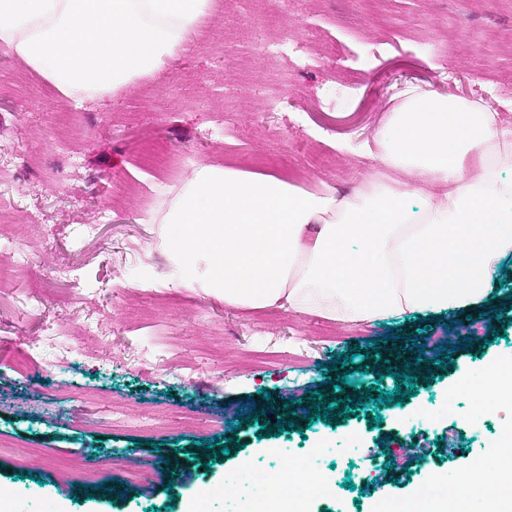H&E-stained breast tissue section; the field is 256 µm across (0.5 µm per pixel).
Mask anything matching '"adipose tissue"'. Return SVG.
Here are the masks:
<instances>
[{
    "label": "adipose tissue",
    "instance_id": "adipose-tissue-1",
    "mask_svg": "<svg viewBox=\"0 0 512 512\" xmlns=\"http://www.w3.org/2000/svg\"><path fill=\"white\" fill-rule=\"evenodd\" d=\"M212 0H0V41L70 98L114 93L187 43ZM375 157L393 179L353 197L309 194L272 174L206 166L184 180L161 219L178 284L235 308L278 306L343 324L405 312H457L485 302L512 256V128L467 100L412 86L389 113ZM512 402V361L490 363L467 417ZM495 467L466 485L429 475L406 503L445 485L446 512L471 497L512 512V432Z\"/></svg>",
    "mask_w": 512,
    "mask_h": 512
}]
</instances>
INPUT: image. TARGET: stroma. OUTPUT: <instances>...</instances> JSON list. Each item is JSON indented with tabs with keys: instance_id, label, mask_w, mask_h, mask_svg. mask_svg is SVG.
Listing matches in <instances>:
<instances>
[{
	"instance_id": "35a3bbf8",
	"label": "stroma",
	"mask_w": 512,
	"mask_h": 512,
	"mask_svg": "<svg viewBox=\"0 0 512 512\" xmlns=\"http://www.w3.org/2000/svg\"><path fill=\"white\" fill-rule=\"evenodd\" d=\"M223 3L159 70L104 95L64 97L0 41V264L15 272L0 287V482L15 488L5 512H238L223 487L240 479L242 458L274 473L300 459L337 484L329 499L308 498L307 512H376L383 496L399 510L430 474L502 453L512 406L464 421L472 400L461 381L512 358V257L483 304L430 323L406 314L341 326L279 307L232 309L176 286L157 219L185 175L208 165L354 196L382 175L365 147L410 86L482 102L512 126L501 107L512 100V0ZM314 30L335 59L297 71L263 48ZM342 70L358 89L336 101ZM476 323L479 339L461 347ZM435 334L445 340L414 368L417 395L360 406L364 388L395 387L368 360ZM341 353L354 357L346 376L332 368ZM315 391L331 404L349 396L357 414L305 424ZM288 402L298 429L281 433L266 413ZM421 406L435 418L410 416ZM210 439L229 455L213 456ZM19 448L37 450V462ZM91 452L98 489L72 468ZM117 454L137 480L112 479ZM377 455L388 463L374 464Z\"/></svg>"
}]
</instances>
